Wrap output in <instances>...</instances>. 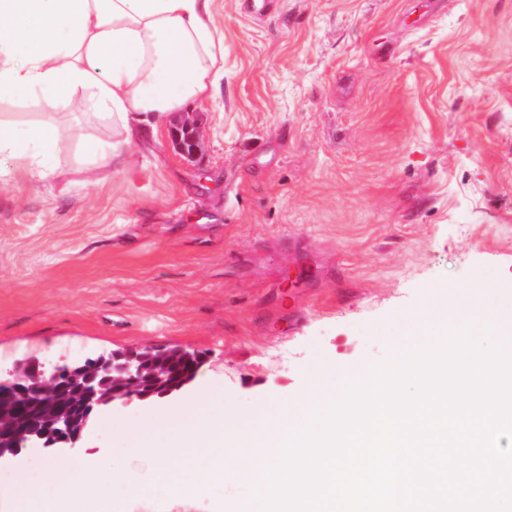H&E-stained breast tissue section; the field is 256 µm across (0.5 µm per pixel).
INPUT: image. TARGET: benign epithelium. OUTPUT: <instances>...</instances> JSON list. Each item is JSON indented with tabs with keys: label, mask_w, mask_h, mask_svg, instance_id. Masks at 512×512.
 Wrapping results in <instances>:
<instances>
[{
	"label": "benign epithelium",
	"mask_w": 512,
	"mask_h": 512,
	"mask_svg": "<svg viewBox=\"0 0 512 512\" xmlns=\"http://www.w3.org/2000/svg\"><path fill=\"white\" fill-rule=\"evenodd\" d=\"M173 143L192 157L202 131L191 112H178ZM169 353L148 346L144 354H101L51 367L32 359L0 380V466L25 448H46L54 455L70 452L82 441L101 407L164 398L188 385L200 360L185 358L170 369Z\"/></svg>",
	"instance_id": "7a95c632"
}]
</instances>
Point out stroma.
Masks as SVG:
<instances>
[{"instance_id":"35a3bbf8","label":"stroma","mask_w":512,"mask_h":512,"mask_svg":"<svg viewBox=\"0 0 512 512\" xmlns=\"http://www.w3.org/2000/svg\"><path fill=\"white\" fill-rule=\"evenodd\" d=\"M215 0L224 68L124 173L0 175V370L179 346L275 416L310 372L395 356L409 317L512 283V0ZM332 273L295 299L296 264ZM99 411L70 461L112 456Z\"/></svg>"}]
</instances>
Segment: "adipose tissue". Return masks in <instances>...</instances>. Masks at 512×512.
Segmentation results:
<instances>
[{"instance_id":"ef3b65f1","label":"adipose tissue","mask_w":512,"mask_h":512,"mask_svg":"<svg viewBox=\"0 0 512 512\" xmlns=\"http://www.w3.org/2000/svg\"><path fill=\"white\" fill-rule=\"evenodd\" d=\"M212 2L0 0V99L35 96L48 107L24 128L0 116V169L64 177L56 158L76 141L88 182L121 172L166 115L212 92L224 62ZM60 107L90 114L111 138L61 129Z\"/></svg>"}]
</instances>
